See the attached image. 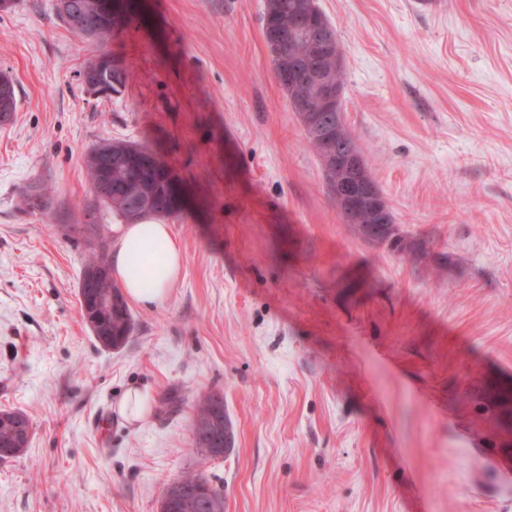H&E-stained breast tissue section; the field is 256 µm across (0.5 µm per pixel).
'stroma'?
I'll return each instance as SVG.
<instances>
[{
  "label": "stroma",
  "instance_id": "obj_1",
  "mask_svg": "<svg viewBox=\"0 0 512 512\" xmlns=\"http://www.w3.org/2000/svg\"><path fill=\"white\" fill-rule=\"evenodd\" d=\"M107 43L53 0L0 12V410L26 451L0 460V512H158L201 471L224 512H512V0H317L344 58L345 120L405 245L344 224L277 81L264 0H124ZM127 83L92 98L102 52ZM148 145L187 198L161 304L99 345L78 286L100 214L89 148ZM45 191L29 210L24 190ZM146 395L144 416L120 411ZM220 393L221 458L189 450ZM101 56H109L110 53H101ZM101 56H96L90 59L82 68L79 74V79L85 88V91L93 96H101L105 91L115 95L113 91L120 94L121 91L112 89V86L121 90L125 88L127 81V71L124 68V63L119 57H110L109 60L104 61ZM123 71V72H122ZM122 72V77H121ZM121 77V78H120ZM120 78V79H116ZM119 81L120 85L118 84ZM216 396H219V395H217V394L203 395L194 404V417H193V424H192V440H191L192 448H189L192 452H196L197 454H202V452L200 450L201 447H199V444H198L199 439L196 438L194 435V429L196 427V423L199 422V423H197V427L199 428V430L206 432L207 437L209 438V441L203 439L200 434V431L199 430L196 431L197 435L201 439V445L203 447L202 448L203 454L209 455L212 458L222 457V455L216 451L217 448H209L210 442L213 444L220 445V447H222L223 445L220 444L219 438L212 436L209 433L208 425L203 422L211 421L212 416L214 414H216L215 407H214V397H216ZM0 413L7 415V416H22L25 419V421L28 425V428L30 429V434H29V438L27 440L26 447L17 448V450L11 454H1V451H0V458L5 460L8 457H16V456L22 454L28 448V445L30 443V437L32 434V422L30 421L27 414L24 413L23 411L4 409V410H0ZM4 415H2V417L0 416V418H2V425H3V430L5 432L6 440H5V442H3L2 445L0 444V448H9V447L13 446V444L7 442V439L9 437V435L11 434V428L13 429L14 434L17 438L23 437L25 434H27L29 432V430L27 429V426L22 421H19L18 419L12 418V417L10 419H8ZM4 432L0 428V442L4 438Z\"/></svg>",
  "mask_w": 512,
  "mask_h": 512
}]
</instances>
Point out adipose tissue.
Instances as JSON below:
<instances>
[{"instance_id":"ef3b65f1","label":"adipose tissue","mask_w":512,"mask_h":512,"mask_svg":"<svg viewBox=\"0 0 512 512\" xmlns=\"http://www.w3.org/2000/svg\"><path fill=\"white\" fill-rule=\"evenodd\" d=\"M182 267L183 255L168 224L143 220L124 225L111 272L129 300L148 308L162 303Z\"/></svg>"}]
</instances>
